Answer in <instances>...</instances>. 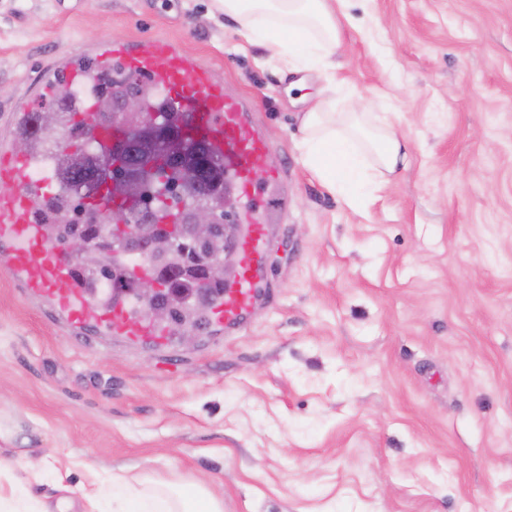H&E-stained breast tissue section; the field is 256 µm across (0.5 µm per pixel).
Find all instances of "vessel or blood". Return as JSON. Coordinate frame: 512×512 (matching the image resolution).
<instances>
[{"instance_id": "obj_1", "label": "vessel or blood", "mask_w": 512, "mask_h": 512, "mask_svg": "<svg viewBox=\"0 0 512 512\" xmlns=\"http://www.w3.org/2000/svg\"><path fill=\"white\" fill-rule=\"evenodd\" d=\"M92 63L101 69L117 64L161 89L173 110L186 113L188 126L220 159L239 197H252L262 183H282L281 170L257 171V163L268 154L270 145L252 129L241 98L214 83L206 67L190 65L170 39L148 37L133 46L105 43L89 56L67 55L43 73L39 97L51 96L61 80L85 82ZM92 136L101 153L125 140L118 125L93 129ZM33 164L32 155L14 152L0 143V183L10 188L0 196V251L6 254L9 272L26 294L46 300L69 326H93L130 346L167 350L173 336L170 327L139 316L121 299L97 301L88 276L79 275L75 265L64 260L58 246L46 238L43 226L50 217V195L45 181L33 179ZM239 221L249 225L250 232L236 242L235 271L209 314L213 326L239 324L259 299L257 284L264 276L268 227L249 210Z\"/></svg>"}]
</instances>
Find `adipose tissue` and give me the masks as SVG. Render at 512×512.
<instances>
[{
  "label": "adipose tissue",
  "mask_w": 512,
  "mask_h": 512,
  "mask_svg": "<svg viewBox=\"0 0 512 512\" xmlns=\"http://www.w3.org/2000/svg\"><path fill=\"white\" fill-rule=\"evenodd\" d=\"M225 15L237 19L244 35L271 46L286 58L294 72L318 71L328 82L336 80V60L341 46L339 16L347 0H223ZM314 103L301 121L300 148L314 174L329 188L341 191L349 203H356L363 187L373 178L394 172L405 162L407 152L390 127H375L371 136L363 129L370 118L364 112H336L324 90H317ZM372 155L373 168H366L365 155ZM30 476L20 482L17 499L0 495V512H82L90 504L93 512H149L147 495L130 491L123 476L110 479L108 498L82 502L75 490L56 484L51 500H36L32 478L38 477V463H30Z\"/></svg>",
  "instance_id": "1"
}]
</instances>
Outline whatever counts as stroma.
I'll list each match as a JSON object with an SVG mask.
<instances>
[{
    "label": "stroma",
    "instance_id": "obj_1",
    "mask_svg": "<svg viewBox=\"0 0 512 512\" xmlns=\"http://www.w3.org/2000/svg\"><path fill=\"white\" fill-rule=\"evenodd\" d=\"M337 111L408 140L349 206L304 164L307 102L219 0H0V139L44 69L177 41L284 171L263 297L170 356L72 333L0 269V493L28 455L95 494L207 488L224 512H512V0H350Z\"/></svg>",
    "mask_w": 512,
    "mask_h": 512
}]
</instances>
